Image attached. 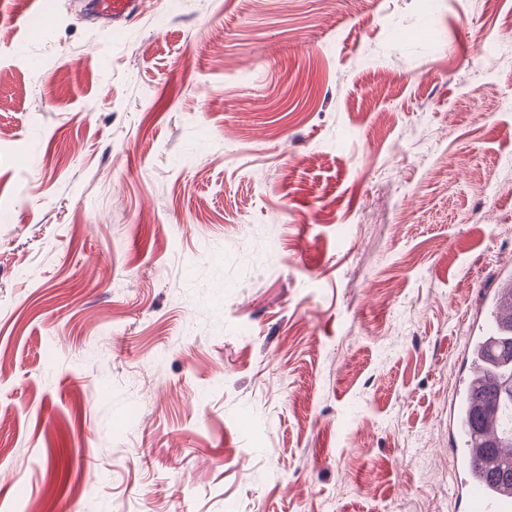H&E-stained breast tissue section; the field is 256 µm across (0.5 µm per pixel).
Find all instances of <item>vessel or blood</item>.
Returning a JSON list of instances; mask_svg holds the SVG:
<instances>
[{
    "label": "vessel or blood",
    "instance_id": "1",
    "mask_svg": "<svg viewBox=\"0 0 512 512\" xmlns=\"http://www.w3.org/2000/svg\"><path fill=\"white\" fill-rule=\"evenodd\" d=\"M96 13L115 22L128 21L135 11V0H93ZM512 272L502 271L496 288L486 295L485 305L491 315L478 316L477 336L471 337L468 351L474 362H481L482 349L489 338L506 331L512 323ZM464 406L461 399H453L448 407V430L455 444V468L458 480L455 499L458 512H512V483L488 478L480 460V447L493 440L497 431L496 413H488L481 434H473L461 423Z\"/></svg>",
    "mask_w": 512,
    "mask_h": 512
}]
</instances>
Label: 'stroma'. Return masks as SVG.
Listing matches in <instances>:
<instances>
[{"mask_svg": "<svg viewBox=\"0 0 512 512\" xmlns=\"http://www.w3.org/2000/svg\"><path fill=\"white\" fill-rule=\"evenodd\" d=\"M503 99L512 0H0V512H457ZM96 13L104 19L127 22L134 14L135 0H93Z\"/></svg>", "mask_w": 512, "mask_h": 512, "instance_id": "stroma-1", "label": "stroma"}]
</instances>
